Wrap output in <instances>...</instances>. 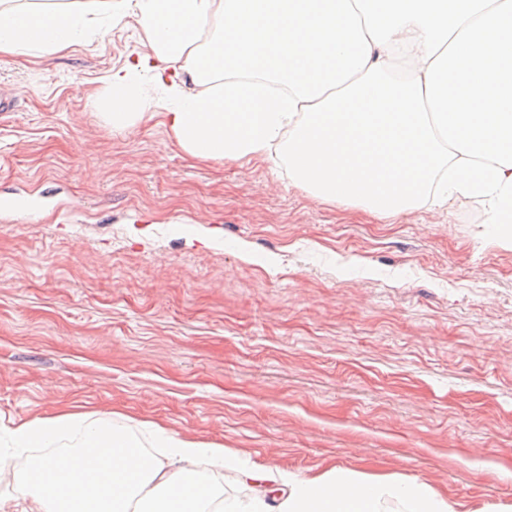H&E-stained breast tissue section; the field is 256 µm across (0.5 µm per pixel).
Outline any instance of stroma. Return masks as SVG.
Wrapping results in <instances>:
<instances>
[{
  "instance_id": "1",
  "label": "stroma",
  "mask_w": 512,
  "mask_h": 512,
  "mask_svg": "<svg viewBox=\"0 0 512 512\" xmlns=\"http://www.w3.org/2000/svg\"><path fill=\"white\" fill-rule=\"evenodd\" d=\"M145 50L130 15L0 55V423H156L512 505V243L466 200L381 218L114 131L105 79Z\"/></svg>"
}]
</instances>
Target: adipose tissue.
Listing matches in <instances>:
<instances>
[{"instance_id": "ef3b65f1", "label": "adipose tissue", "mask_w": 512, "mask_h": 512, "mask_svg": "<svg viewBox=\"0 0 512 512\" xmlns=\"http://www.w3.org/2000/svg\"><path fill=\"white\" fill-rule=\"evenodd\" d=\"M100 14L135 15L149 46L106 78L113 130L159 116L193 158L282 165L382 218L468 199L512 242V0H0V55L61 50ZM0 447L39 451L14 477L29 512H459L414 481L303 477L75 412Z\"/></svg>"}]
</instances>
